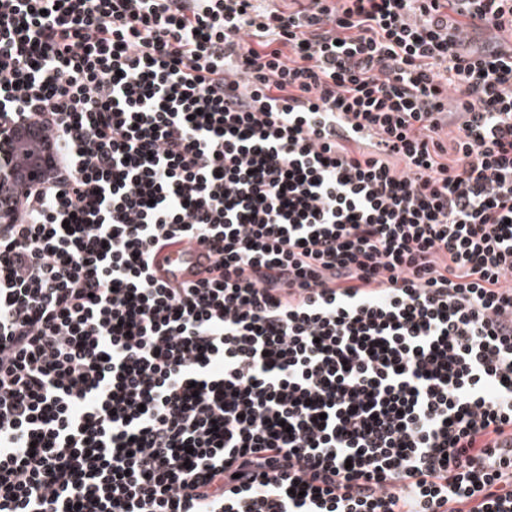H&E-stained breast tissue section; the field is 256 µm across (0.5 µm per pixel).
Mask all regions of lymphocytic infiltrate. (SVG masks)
<instances>
[{
    "mask_svg": "<svg viewBox=\"0 0 512 512\" xmlns=\"http://www.w3.org/2000/svg\"><path fill=\"white\" fill-rule=\"evenodd\" d=\"M291 2L0 0V512H512V0ZM22 121L0 120V188L12 183L15 176L14 140ZM35 131L36 135L34 137L22 138L16 143V184L18 186L25 183L31 164L36 157L42 154L47 132L41 129L39 125L35 127ZM55 163V151L48 147L39 163L28 173L31 184L36 182L34 187H39L40 183L38 182L43 180ZM206 254L207 250L195 241H170L158 250L155 260L156 275L172 283L194 281L201 277L200 271L208 265Z\"/></svg>",
    "mask_w": 512,
    "mask_h": 512,
    "instance_id": "1",
    "label": "lymphocytic infiltrate"
}]
</instances>
